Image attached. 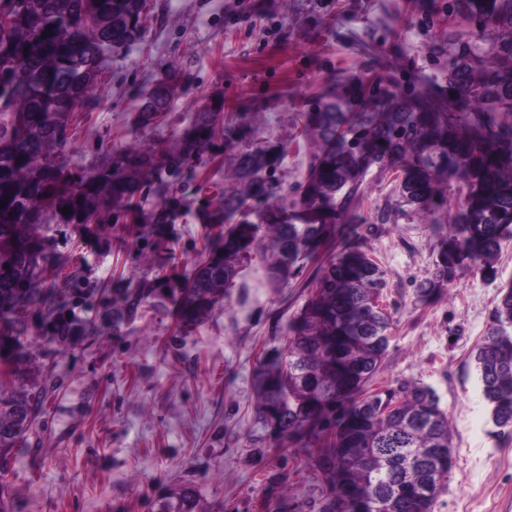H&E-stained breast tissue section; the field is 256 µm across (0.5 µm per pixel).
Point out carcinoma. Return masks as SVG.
Wrapping results in <instances>:
<instances>
[{"label": "carcinoma", "mask_w": 512, "mask_h": 512, "mask_svg": "<svg viewBox=\"0 0 512 512\" xmlns=\"http://www.w3.org/2000/svg\"><path fill=\"white\" fill-rule=\"evenodd\" d=\"M459 14L478 20V40L502 58L480 63L479 45L457 44L448 67L456 93L408 100L395 92L379 97L371 112H343L334 102L308 114L323 142L319 164L293 206L281 202L263 148L236 156V186L206 216L224 225L193 278L166 292L158 275L127 291L109 312L115 332L151 303L170 295L180 327L202 322L224 299V289L244 261L259 251L268 278L279 281L314 263L309 296L288 328L287 344L267 364L258 413L277 419L282 442L307 439L317 448L314 467L327 486L323 512H358L348 487L370 498L369 512H412L417 488L435 491L449 468L429 467L438 449L452 447L448 415L435 391L405 382L367 392L388 345L390 315L380 305L386 288L379 264L358 247L338 255L321 251L342 236L357 237L353 212L363 197V177L372 168L402 173L405 202L430 211L440 181H466L464 201L454 204L450 234L443 235L431 275L417 288L433 294L466 263L491 268L501 244L512 238V0L491 8L483 0H458ZM0 512H13L6 475L15 451L27 444L59 388L53 373H40L44 353L27 340V319L38 314L61 345L85 337L89 321L76 305L81 289L57 288L49 275L47 216L86 224L112 210L128 219L130 201L148 180L164 198L151 215L156 231L181 205L172 192L182 166L207 152L220 113L200 115L180 153L156 143L130 147L87 173L66 169L72 113L84 103L112 49L142 35L140 0H0ZM169 106L149 94L139 123L159 122ZM68 208L71 214H62ZM474 361L491 420L512 430V282L503 287L487 336ZM197 490L185 486L176 503L159 512H196Z\"/></svg>", "instance_id": "1"}]
</instances>
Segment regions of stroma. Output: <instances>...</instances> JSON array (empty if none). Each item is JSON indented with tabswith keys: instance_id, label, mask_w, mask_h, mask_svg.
Masks as SVG:
<instances>
[{
	"instance_id": "obj_1",
	"label": "stroma",
	"mask_w": 512,
	"mask_h": 512,
	"mask_svg": "<svg viewBox=\"0 0 512 512\" xmlns=\"http://www.w3.org/2000/svg\"><path fill=\"white\" fill-rule=\"evenodd\" d=\"M143 38L113 51L73 115L69 168L88 173L132 147H177L203 112H220L228 138L194 161L178 184L181 206L157 246L150 216L159 200L136 198L137 220H49L51 263L86 294L81 314L95 337L57 356L62 386L49 400L8 476L14 512H158L183 486L207 512H322L326 488L311 449L278 445L260 419L258 371L286 343L309 293L308 274L271 284L259 260L243 264L222 307L177 329L170 305L147 307L121 332L103 315L121 289L171 268L172 287L194 274L215 231L204 215L236 182L234 155L261 144L281 154L273 177L299 201L323 144L305 115L335 93L343 111L383 91L449 95L448 65L475 27L456 0H146ZM173 94L165 122L143 128L139 105L156 80ZM396 174L363 179L356 244L387 286L389 343L372 387L431 386L448 414L453 456L434 512H512V434H502L473 360L503 286L512 281V240L492 268H465L419 301L416 288L437 256L434 222L399 193Z\"/></svg>"
}]
</instances>
